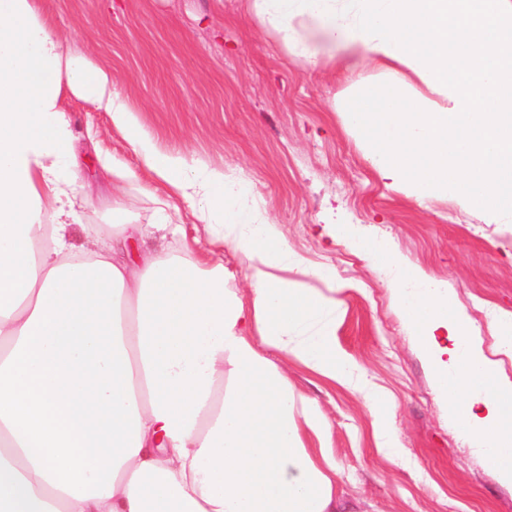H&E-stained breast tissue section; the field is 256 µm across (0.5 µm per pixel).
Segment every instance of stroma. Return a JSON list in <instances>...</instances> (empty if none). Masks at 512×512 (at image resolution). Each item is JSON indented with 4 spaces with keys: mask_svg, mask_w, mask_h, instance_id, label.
Instances as JSON below:
<instances>
[{
    "mask_svg": "<svg viewBox=\"0 0 512 512\" xmlns=\"http://www.w3.org/2000/svg\"><path fill=\"white\" fill-rule=\"evenodd\" d=\"M50 31L92 65L108 70L115 91L138 112L162 149L195 154L208 166L238 169L252 199L277 222L289 246L317 278L290 270L297 287L334 292L339 349L389 400L398 446L379 450L372 417L357 388L288 365L296 393L316 398L329 425L328 453L341 473L337 491L353 512H512V488L471 450L448 419L442 385L419 340L402 321L384 272L344 239L334 224L367 238L390 239L412 265L446 284L463 307L486 357L512 381V352L499 344L487 315L512 313V224L487 223L453 201L428 206L388 188L332 103L341 86L332 71H314L285 55L261 32L247 0H36ZM72 121L79 219L69 229L73 256L88 241L110 243L112 182L87 181L111 158L134 173L121 197L124 222L153 220L154 197L167 186L108 113L62 91ZM197 261L223 265L229 284L250 289L231 246L201 237Z\"/></svg>",
    "mask_w": 512,
    "mask_h": 512,
    "instance_id": "35a3bbf8",
    "label": "stroma"
}]
</instances>
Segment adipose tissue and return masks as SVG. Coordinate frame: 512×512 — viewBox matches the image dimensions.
Returning a JSON list of instances; mask_svg holds the SVG:
<instances>
[{
	"mask_svg": "<svg viewBox=\"0 0 512 512\" xmlns=\"http://www.w3.org/2000/svg\"><path fill=\"white\" fill-rule=\"evenodd\" d=\"M287 53L332 67L337 110L388 187L453 199L512 224V0H248ZM112 75L67 53L34 0H0V512H345L339 473L306 446L319 404L287 360L344 386L340 313L294 287L307 272L238 174L162 150ZM109 113L251 290L193 261L168 204L154 227L182 257L108 251L69 258L76 166L62 91ZM338 236L385 270L450 414L512 487V382L499 378L447 288L388 239ZM282 353L285 363L270 358Z\"/></svg>",
	"mask_w": 512,
	"mask_h": 512,
	"instance_id": "obj_1",
	"label": "adipose tissue"
}]
</instances>
